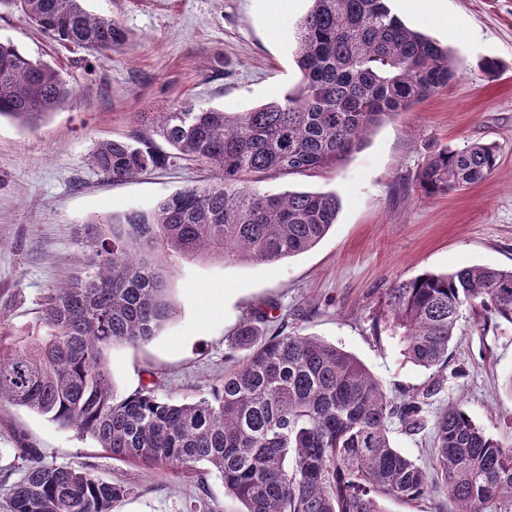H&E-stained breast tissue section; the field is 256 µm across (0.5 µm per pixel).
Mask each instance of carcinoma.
<instances>
[{
    "instance_id": "obj_1",
    "label": "carcinoma",
    "mask_w": 512,
    "mask_h": 512,
    "mask_svg": "<svg viewBox=\"0 0 512 512\" xmlns=\"http://www.w3.org/2000/svg\"><path fill=\"white\" fill-rule=\"evenodd\" d=\"M84 0H0L51 39L101 53L126 41L112 18ZM296 25L298 86L247 112L187 100L147 112L151 137L96 142L91 164L123 181L177 162L214 175L148 209L84 225L85 259L46 298L39 322L14 334L0 328V405L25 407L62 429L89 436L119 461L164 472L202 464L245 512H385L386 499L412 502L440 489L454 512H512V448L464 411L434 416L437 467L429 472L394 448L389 425L417 434L444 378L395 400L348 352L281 328L258 335L244 323L247 350L210 396L179 403L143 385L115 393L107 353L138 347L175 314L168 288L186 261L274 262L313 248L336 223L334 193L272 194L266 174L339 166L368 133L460 78L448 48L409 28L387 0H311ZM73 89L49 64L0 41V117L32 126L63 106ZM496 147L440 149L418 172L433 198L477 184L496 167ZM466 304L512 324V269L464 267L424 272L386 293L382 331L404 358L448 366L449 344ZM128 494L70 464L24 467L10 485V512H113Z\"/></svg>"
}]
</instances>
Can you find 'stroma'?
<instances>
[{"label": "stroma", "mask_w": 512, "mask_h": 512, "mask_svg": "<svg viewBox=\"0 0 512 512\" xmlns=\"http://www.w3.org/2000/svg\"><path fill=\"white\" fill-rule=\"evenodd\" d=\"M394 14L450 50L459 78L369 135L333 170L268 174L272 193L333 192L335 224L310 250L274 263L212 259L183 265L170 281L177 306L160 335L108 357L117 395L154 382L162 396L191 402L221 383L244 350L239 328L277 327L318 337L354 355L388 395L420 388L432 371L406 362L376 330L388 288L429 271L512 268V0H390ZM127 33L99 55L48 39L20 12L0 8V40L58 69L73 98L36 127L0 119V319L34 325L45 296L80 266L83 224L148 208L188 186L211 181L180 164L112 181L90 163L94 144L145 132L142 113L182 101L244 112L295 89V30L310 0H85ZM502 64L497 77L483 59ZM496 144L497 167L482 182L425 198L415 178L448 147ZM430 414L455 406L503 446L512 447V325H483L463 312ZM44 461L89 467L129 488L114 512H241L221 479L204 469L165 474L113 460L87 437L47 417L0 406V469L17 442Z\"/></svg>", "instance_id": "obj_1"}]
</instances>
